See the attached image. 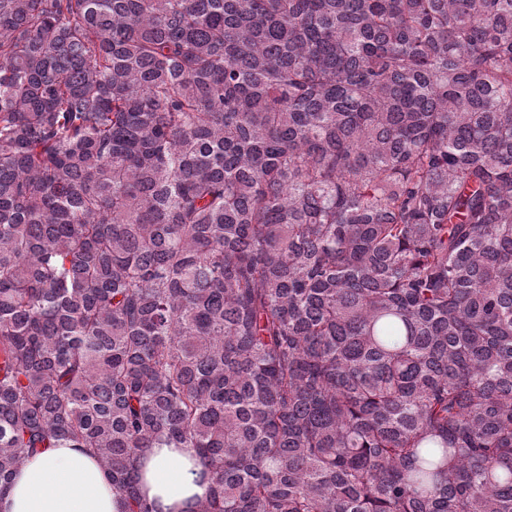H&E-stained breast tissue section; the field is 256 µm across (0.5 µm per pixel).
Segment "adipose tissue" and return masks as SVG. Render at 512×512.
Returning a JSON list of instances; mask_svg holds the SVG:
<instances>
[{
	"label": "adipose tissue",
	"mask_w": 512,
	"mask_h": 512,
	"mask_svg": "<svg viewBox=\"0 0 512 512\" xmlns=\"http://www.w3.org/2000/svg\"><path fill=\"white\" fill-rule=\"evenodd\" d=\"M192 448L151 449L142 490L155 512H193L208 493ZM108 472L79 448H51L27 460L0 494V512H123Z\"/></svg>",
	"instance_id": "adipose-tissue-1"
}]
</instances>
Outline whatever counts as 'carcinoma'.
I'll return each mask as SVG.
<instances>
[{
  "label": "carcinoma",
  "mask_w": 512,
  "mask_h": 512,
  "mask_svg": "<svg viewBox=\"0 0 512 512\" xmlns=\"http://www.w3.org/2000/svg\"><path fill=\"white\" fill-rule=\"evenodd\" d=\"M512 512V0H0V493ZM108 472L82 448H50L27 460L0 495V512H124ZM202 470L194 448H152L142 468V491L156 512L195 510L210 485Z\"/></svg>",
  "instance_id": "carcinoma-1"
}]
</instances>
